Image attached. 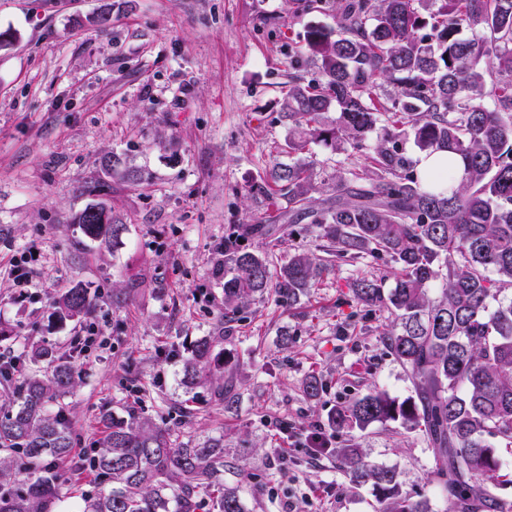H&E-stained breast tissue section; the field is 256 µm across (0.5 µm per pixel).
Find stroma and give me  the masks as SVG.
I'll return each mask as SVG.
<instances>
[{
	"mask_svg": "<svg viewBox=\"0 0 512 512\" xmlns=\"http://www.w3.org/2000/svg\"><path fill=\"white\" fill-rule=\"evenodd\" d=\"M298 0H0V356L33 345L69 355L80 381L68 398L76 453L91 455L102 410L224 439V483L248 512H375L335 451L360 442L368 461L395 467L404 487L445 505L429 480L431 453L399 425L336 430L337 402L383 390L410 395L408 373L385 349L386 312L361 314L349 286L393 284L384 261L335 268L294 305L251 300L224 320V255L236 224L289 225V246L312 249L307 224H289L288 199L249 193L288 162L280 102L295 72L288 55L305 27L331 16ZM106 14L103 25L91 24ZM138 170L130 182L113 158ZM106 202L125 227L119 242L84 237L73 219ZM35 251L28 287L12 263ZM82 283L98 305L83 323L52 301ZM95 334L90 351L73 337ZM214 337L224 378L240 394L225 412L217 383L187 385L183 360ZM317 373L320 396L302 382ZM323 432L328 448L310 454Z\"/></svg>",
	"mask_w": 512,
	"mask_h": 512,
	"instance_id": "obj_1",
	"label": "stroma"
}]
</instances>
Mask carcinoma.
<instances>
[{
	"label": "carcinoma",
	"instance_id": "cac0c4a2",
	"mask_svg": "<svg viewBox=\"0 0 512 512\" xmlns=\"http://www.w3.org/2000/svg\"><path fill=\"white\" fill-rule=\"evenodd\" d=\"M298 9L329 12L336 27L309 26L289 47L293 62L313 59L318 71L292 83L281 102L285 147L296 160L274 165L249 193L274 187L288 196V220L314 225L338 260L392 265V287L360 279L350 288L354 301L393 317L383 343L414 391L404 400L371 391L337 405L331 424L419 431L448 512H512V499L493 492L512 488V467L500 454L512 453V0H300ZM463 28L474 37L461 38ZM408 131L421 151L448 152L447 176L425 180L399 152ZM312 143L339 152L347 144L369 164L359 172L337 168L328 176L336 195L321 201L314 164L302 158ZM74 223L101 242L125 230L102 203ZM252 236L269 233L263 224H236L224 234L230 321L270 288L292 305L332 268L298 248L274 276L280 240L263 252L243 249ZM92 305L82 284L53 302L59 319L76 322ZM214 349L207 336L191 346L189 378L213 376ZM45 360L50 373L28 369ZM18 376L0 416V512H52L60 493L54 469L82 466L72 456L64 406L79 372L69 357L33 347L0 362V382ZM101 423L89 458L100 488L82 495L81 512H198L204 498L214 512H247L224 486V437L193 445L133 416L106 413ZM335 454L354 485L371 487L376 512H434L430 498L404 489L396 468L368 462L359 443Z\"/></svg>",
	"mask_w": 512,
	"mask_h": 512
}]
</instances>
